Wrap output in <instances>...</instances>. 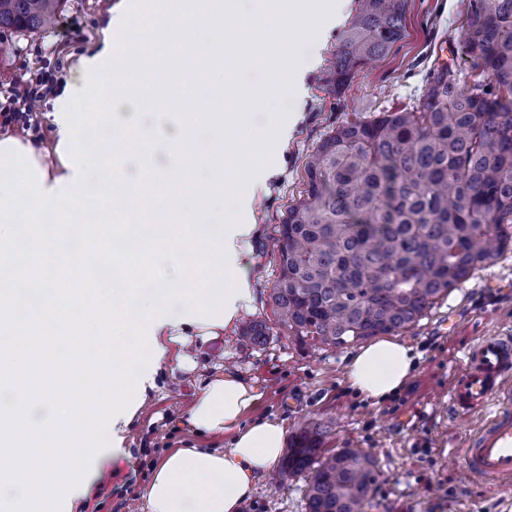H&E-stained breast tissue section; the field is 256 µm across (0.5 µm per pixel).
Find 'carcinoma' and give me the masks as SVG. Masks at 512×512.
Segmentation results:
<instances>
[{"mask_svg":"<svg viewBox=\"0 0 512 512\" xmlns=\"http://www.w3.org/2000/svg\"><path fill=\"white\" fill-rule=\"evenodd\" d=\"M64 0H0V32L36 33ZM407 0H359L336 42L340 92L405 36ZM451 59L414 105L336 127L305 165L306 189L276 238L270 292L298 341L344 347L417 324L438 300L512 246V0H471ZM255 343L274 335L247 320ZM327 426L291 436L280 477L307 474V512H362L376 459L324 448Z\"/></svg>","mask_w":512,"mask_h":512,"instance_id":"obj_1","label":"carcinoma"}]
</instances>
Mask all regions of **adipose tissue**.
I'll return each mask as SVG.
<instances>
[{
    "mask_svg": "<svg viewBox=\"0 0 512 512\" xmlns=\"http://www.w3.org/2000/svg\"><path fill=\"white\" fill-rule=\"evenodd\" d=\"M259 2V17H237L230 27L224 18L232 0H137L112 9L113 43L135 41L140 72L162 84V107H178L186 96L179 67L220 73L197 96L196 112L170 133L184 170L203 165L220 173L239 155L232 142L202 155L194 151L193 131L213 122L210 106L217 99L270 102L282 91L301 95L295 48L307 29L299 21L308 19L311 28L325 32L336 14L330 0ZM256 59L265 83L239 86L238 68ZM121 65L111 45L104 46L99 55L81 59L77 81L57 98L58 168H50L29 140L0 134V376L10 377L19 404L60 403L65 412L48 430L0 420V475L26 493L18 502L0 498V512H73L87 485L67 482L62 456H86L84 444L92 439L102 452L121 453L142 405L140 394L152 385L171 346L233 328L255 302L249 276V241L257 232L252 205L272 174L273 155L248 156L244 175L234 183V207L225 213L215 212L200 191H188L187 180H176L168 167L148 164L142 180L129 181L125 157L147 153L135 124H123L111 148L97 156L81 147L83 84L110 90L109 109L132 106L142 95L139 84H114L113 71ZM95 203L111 204L113 223L126 225V232L69 251L58 233L47 231L46 216L75 224ZM212 221L223 225L214 239L200 232ZM167 260L175 262L178 280L146 287L145 267ZM103 266L111 267L119 283L107 321L85 277ZM90 328L112 344L87 362L81 343ZM60 341L71 345L69 362L55 354ZM415 358L412 345L380 338L351 353L346 377L362 397L380 401L409 380ZM258 399L254 387L230 373L209 383L187 424L197 434H227L230 444L168 453L145 491L149 512H239L275 470L284 448L281 423L250 418ZM93 403L110 408L109 427L97 428Z\"/></svg>",
    "mask_w": 512,
    "mask_h": 512,
    "instance_id": "1",
    "label": "adipose tissue"
}]
</instances>
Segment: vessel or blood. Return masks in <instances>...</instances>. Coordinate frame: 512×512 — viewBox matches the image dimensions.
Masks as SVG:
<instances>
[{"mask_svg":"<svg viewBox=\"0 0 512 512\" xmlns=\"http://www.w3.org/2000/svg\"><path fill=\"white\" fill-rule=\"evenodd\" d=\"M448 407L459 418L483 413L464 456L477 476L512 479V338L488 336L472 346L448 388Z\"/></svg>","mask_w":512,"mask_h":512,"instance_id":"obj_1","label":"vessel or blood"}]
</instances>
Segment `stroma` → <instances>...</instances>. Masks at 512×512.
<instances>
[{
    "mask_svg": "<svg viewBox=\"0 0 512 512\" xmlns=\"http://www.w3.org/2000/svg\"><path fill=\"white\" fill-rule=\"evenodd\" d=\"M120 0H66L54 26L21 35L0 33V85L22 70L52 75L58 88L74 77L83 55L96 53L108 30L111 7ZM470 0H408L406 35L373 69L364 71L342 93L328 85V67L338 29L323 37L300 39L305 94L290 99L288 112L300 113L294 135L277 157V172L254 203L258 231L252 240L251 280L256 301L251 318L273 320L269 301L279 274L274 246L277 227L306 189L309 154L336 126L355 117L412 105L422 95L435 60L441 58L469 9ZM154 91L144 87L138 120L150 157L162 165L178 163L166 134L181 121L180 110H156ZM512 336V250L476 270L453 289L400 340L419 353L409 382L394 397L373 402L346 383L348 348L315 341L299 343L277 330L254 344L241 328L224 332L187 351L193 369L168 360L147 389L132 421L126 453L100 461L89 497L79 512H147L145 489L172 450L194 445L223 448L226 435L188 431L186 417L207 383L232 372L252 384L260 400L253 415L282 423L294 433L305 421L328 423L326 448L372 451L381 471L372 505L365 512H512V484L470 474L460 448L481 424L474 416L462 424L448 415V383L467 350L484 336ZM0 416L20 417L41 428L56 417L50 404L19 405L10 384L0 385ZM307 478L271 476L260 482L240 512H306Z\"/></svg>",
    "mask_w": 512,
    "mask_h": 512,
    "instance_id": "stroma-1",
    "label": "stroma"
}]
</instances>
